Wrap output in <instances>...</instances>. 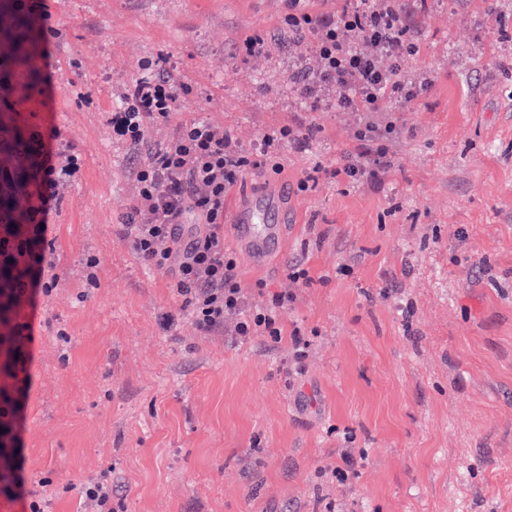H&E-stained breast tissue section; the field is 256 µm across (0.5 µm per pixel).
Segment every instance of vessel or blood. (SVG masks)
Wrapping results in <instances>:
<instances>
[{
    "mask_svg": "<svg viewBox=\"0 0 512 512\" xmlns=\"http://www.w3.org/2000/svg\"><path fill=\"white\" fill-rule=\"evenodd\" d=\"M278 199V190L268 187L235 200L231 208L229 222L236 242L260 261L283 255L288 243L282 225L272 218Z\"/></svg>",
    "mask_w": 512,
    "mask_h": 512,
    "instance_id": "obj_1",
    "label": "vessel or blood"
}]
</instances>
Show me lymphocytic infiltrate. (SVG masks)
I'll use <instances>...</instances> for the list:
<instances>
[{
    "label": "lymphocytic infiltrate",
    "instance_id": "1",
    "mask_svg": "<svg viewBox=\"0 0 512 512\" xmlns=\"http://www.w3.org/2000/svg\"><path fill=\"white\" fill-rule=\"evenodd\" d=\"M300 0H289L294 11L288 31L304 40L288 82L308 111L334 108L353 121L355 145L345 151L337 167L315 166L301 178L299 191L312 190L320 180L338 177L349 182L379 183L389 166L381 144L394 123L378 126L377 114L387 99L400 96L412 102L433 85L429 72L403 70L404 58L418 55L420 45L411 22V0H336L331 11L301 12ZM188 85L164 76L140 81L121 93L124 107L112 115V132L137 152L132 175L137 195L130 207L125 234L147 264L172 272L198 328L206 333L223 329L227 316H237L235 336H254L279 342V310L295 302L292 294L275 295L271 305L251 304L237 278V262L224 246V199L250 170L270 168L282 173L280 149L305 148L321 127L293 119L262 137L258 153L240 149L231 130L205 120L179 125L173 138L160 146H145L148 123L168 121ZM78 159L59 161L47 153L39 193L37 226L44 253L28 260L25 279L15 293L28 303L35 290L50 293L56 278L46 277L55 263L46 238L48 214L56 195L53 185L62 172L76 174Z\"/></svg>",
    "mask_w": 512,
    "mask_h": 512
}]
</instances>
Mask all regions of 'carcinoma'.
<instances>
[{
  "label": "carcinoma",
  "instance_id": "carcinoma-1",
  "mask_svg": "<svg viewBox=\"0 0 512 512\" xmlns=\"http://www.w3.org/2000/svg\"><path fill=\"white\" fill-rule=\"evenodd\" d=\"M33 11L20 0H0V225L25 228L34 223V194L43 177L41 133L28 126L13 101L31 96L42 71L40 46L57 35L32 23ZM14 261L0 264L5 288L23 274ZM16 298L0 292V325L9 324Z\"/></svg>",
  "mask_w": 512,
  "mask_h": 512
}]
</instances>
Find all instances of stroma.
Segmentation results:
<instances>
[{"label":"stroma","mask_w":512,"mask_h":512,"mask_svg":"<svg viewBox=\"0 0 512 512\" xmlns=\"http://www.w3.org/2000/svg\"><path fill=\"white\" fill-rule=\"evenodd\" d=\"M40 2L65 37L48 41L22 112L72 143L81 170L48 217L57 286L22 311L23 494L0 492V512L35 494L49 512H98L81 485L106 470L118 512H512V0H415L423 52L403 68L434 85L387 100L398 132L381 184L298 191L353 146L326 107L308 150L283 149L281 174L245 173L243 187H281L288 211V249L269 267L224 238L253 302L296 297L275 344L234 337L232 316L201 332L171 272L122 237L134 153L107 117L158 58L192 91L149 143L200 118L255 150L302 109L284 82L298 48L246 60L234 47L278 34L288 0ZM298 262L307 279L291 278ZM296 329L310 343L300 363ZM344 453L362 456L357 475H322Z\"/></svg>","instance_id":"1"}]
</instances>
